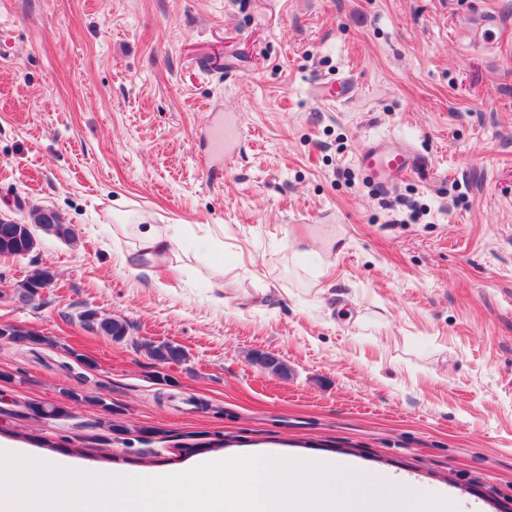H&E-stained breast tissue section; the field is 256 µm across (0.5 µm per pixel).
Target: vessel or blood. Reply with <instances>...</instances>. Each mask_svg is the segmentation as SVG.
Here are the masks:
<instances>
[{
	"mask_svg": "<svg viewBox=\"0 0 512 512\" xmlns=\"http://www.w3.org/2000/svg\"><path fill=\"white\" fill-rule=\"evenodd\" d=\"M356 89L349 80H328L320 84V97L325 101L348 99ZM424 163L423 155L414 147H396L391 140L367 143L359 154V164L380 189L389 190L417 174Z\"/></svg>",
	"mask_w": 512,
	"mask_h": 512,
	"instance_id": "vessel-or-blood-1",
	"label": "vessel or blood"
}]
</instances>
